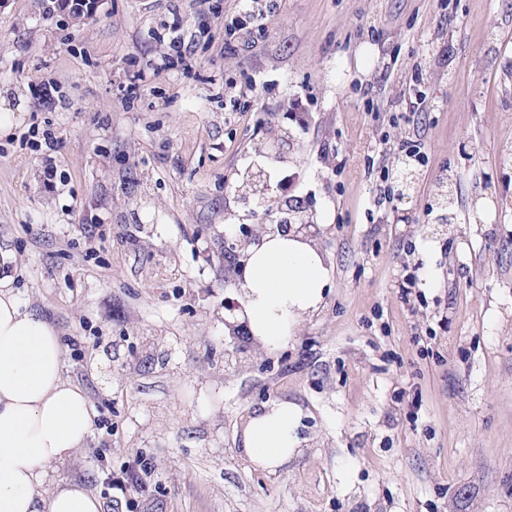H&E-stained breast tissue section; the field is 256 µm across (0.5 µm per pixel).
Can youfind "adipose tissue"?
<instances>
[{"label": "adipose tissue", "mask_w": 512, "mask_h": 512, "mask_svg": "<svg viewBox=\"0 0 512 512\" xmlns=\"http://www.w3.org/2000/svg\"><path fill=\"white\" fill-rule=\"evenodd\" d=\"M236 316L247 337L270 353L288 344L317 312L329 282L328 259L314 240L265 235L242 258ZM62 347L53 324L22 307L10 275L0 276V512H102L101 499L70 481L47 490L48 470L86 446L93 416L83 392L61 371ZM303 410L272 401L252 410L240 449L274 473L297 455Z\"/></svg>", "instance_id": "obj_1"}]
</instances>
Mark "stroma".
<instances>
[{
    "mask_svg": "<svg viewBox=\"0 0 512 512\" xmlns=\"http://www.w3.org/2000/svg\"><path fill=\"white\" fill-rule=\"evenodd\" d=\"M237 2L200 19L181 0L207 29L184 71L159 66L169 0L80 21L0 0V271L60 331L94 414L46 486L81 481L112 512H512V0H281L228 57ZM283 129L289 161L264 159ZM411 140L413 191L377 206L384 157ZM260 163L272 196L284 180L312 205L330 259L322 309L271 354L226 335L236 287L204 259ZM267 400L303 410L274 474L240 452Z\"/></svg>",
    "mask_w": 512,
    "mask_h": 512,
    "instance_id": "1",
    "label": "stroma"
}]
</instances>
